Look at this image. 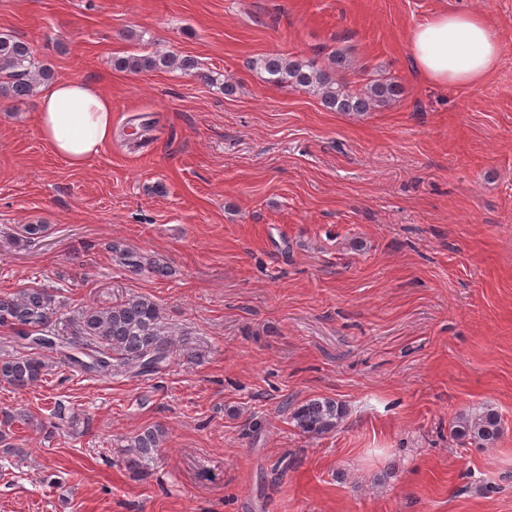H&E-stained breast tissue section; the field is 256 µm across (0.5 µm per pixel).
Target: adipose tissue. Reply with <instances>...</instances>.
Returning a JSON list of instances; mask_svg holds the SVG:
<instances>
[{
    "mask_svg": "<svg viewBox=\"0 0 512 512\" xmlns=\"http://www.w3.org/2000/svg\"><path fill=\"white\" fill-rule=\"evenodd\" d=\"M410 56L436 84L481 82L500 61L497 29L481 15L444 11L415 25ZM37 122L43 141L71 167L88 166L112 140V98L94 81L60 79L40 86Z\"/></svg>",
    "mask_w": 512,
    "mask_h": 512,
    "instance_id": "obj_1",
    "label": "adipose tissue"
}]
</instances>
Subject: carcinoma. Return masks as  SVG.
Wrapping results in <instances>:
<instances>
[{
  "label": "carcinoma",
  "instance_id": "carcinoma-1",
  "mask_svg": "<svg viewBox=\"0 0 512 512\" xmlns=\"http://www.w3.org/2000/svg\"><path fill=\"white\" fill-rule=\"evenodd\" d=\"M115 68L129 72L173 70L190 72L198 68L192 58L154 50L146 55H130L113 61ZM251 70L268 84L313 93L324 107L334 112L364 115L396 102L401 85L392 79H373L361 86L349 82L344 74L352 68L348 54L336 50L325 65L312 58L269 53L249 61ZM56 79L54 70L41 63L33 47L12 35L0 34V98L23 100L36 96L38 87ZM44 232L41 224H24L14 233L17 243H30ZM124 267L135 273L143 268L140 254L119 242L110 244ZM56 288L30 287L0 294V327L11 329L20 350L0 359V384L15 390L30 389L52 370L43 357L45 351L60 354L63 366L110 377L121 371L130 377L160 373L170 362L174 347L161 328L159 304L147 295H129L107 306L89 307L74 322L71 339L63 343L54 333L53 317L58 312ZM344 411L330 398H314L293 408L291 419L296 428L311 437L333 432ZM35 425L47 431L49 426L34 421L25 413L0 415V443L11 438L14 423ZM501 435V417L490 407L475 408L460 414L453 426V437L461 444L488 446ZM166 443V431L149 426L126 438L123 462L126 469L142 473L153 463Z\"/></svg>",
  "mask_w": 512,
  "mask_h": 512
}]
</instances>
